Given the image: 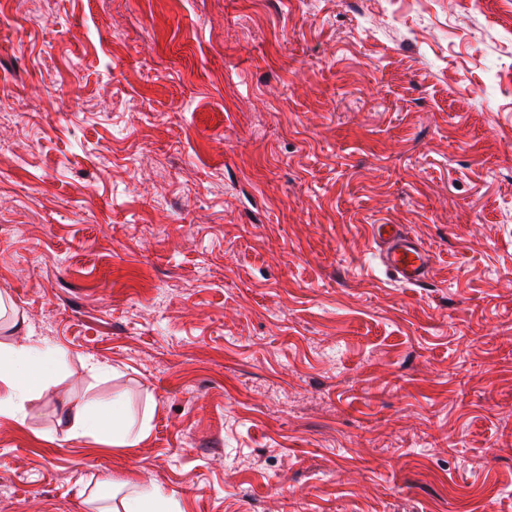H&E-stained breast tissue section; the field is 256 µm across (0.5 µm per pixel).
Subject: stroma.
Here are the masks:
<instances>
[{"label":"stroma","mask_w":512,"mask_h":512,"mask_svg":"<svg viewBox=\"0 0 512 512\" xmlns=\"http://www.w3.org/2000/svg\"><path fill=\"white\" fill-rule=\"evenodd\" d=\"M0 96V512H512V0H0ZM369 233L378 246L379 259L394 279L420 285L430 271L432 255L404 224H372ZM56 351L33 336L2 348L0 345V415L17 416L49 374ZM71 430L77 436L111 432L113 445L123 447L130 444L129 428L126 425L123 408L114 402L112 413L109 415L76 414L71 424ZM125 512H179L178 502L172 496H165L155 489H141L130 497Z\"/></svg>","instance_id":"stroma-1"}]
</instances>
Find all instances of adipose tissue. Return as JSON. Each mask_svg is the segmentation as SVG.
Instances as JSON below:
<instances>
[{"instance_id": "adipose-tissue-1", "label": "adipose tissue", "mask_w": 512, "mask_h": 512, "mask_svg": "<svg viewBox=\"0 0 512 512\" xmlns=\"http://www.w3.org/2000/svg\"><path fill=\"white\" fill-rule=\"evenodd\" d=\"M55 355L54 349L43 346L30 335L21 342L0 347V415L22 413L25 402L48 376ZM71 430L78 436L108 432L114 445L123 447L129 443L126 418L117 404L108 415H75Z\"/></svg>"}]
</instances>
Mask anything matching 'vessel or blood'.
Here are the masks:
<instances>
[{"label":"vessel or blood","instance_id":"obj_1","mask_svg":"<svg viewBox=\"0 0 512 512\" xmlns=\"http://www.w3.org/2000/svg\"><path fill=\"white\" fill-rule=\"evenodd\" d=\"M379 249L384 269L405 285L423 283L430 271L432 255L403 224H373L369 227Z\"/></svg>","mask_w":512,"mask_h":512}]
</instances>
